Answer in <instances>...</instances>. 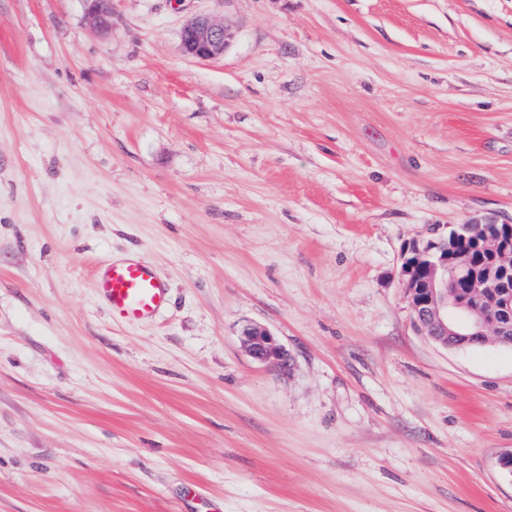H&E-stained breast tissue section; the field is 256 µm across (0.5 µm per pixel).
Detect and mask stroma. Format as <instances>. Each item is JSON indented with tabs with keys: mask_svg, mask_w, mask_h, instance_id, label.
Masks as SVG:
<instances>
[{
	"mask_svg": "<svg viewBox=\"0 0 512 512\" xmlns=\"http://www.w3.org/2000/svg\"><path fill=\"white\" fill-rule=\"evenodd\" d=\"M89 8L0 0V512H512V347L417 332L400 275L512 224V0ZM233 36L224 23L208 16L188 20L181 32V50L198 60H213L224 55V49ZM94 288L115 321L133 325L155 317L168 303V289L148 263L112 260L96 273ZM243 341L250 356L261 363L285 365L287 355L268 331L255 326H247L242 332Z\"/></svg>",
	"mask_w": 512,
	"mask_h": 512,
	"instance_id": "stroma-1",
	"label": "stroma"
}]
</instances>
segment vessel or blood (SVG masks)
<instances>
[{
	"mask_svg": "<svg viewBox=\"0 0 512 512\" xmlns=\"http://www.w3.org/2000/svg\"><path fill=\"white\" fill-rule=\"evenodd\" d=\"M94 287L115 321L133 325L155 317L168 303V290L148 263L112 260L97 272Z\"/></svg>",
	"mask_w": 512,
	"mask_h": 512,
	"instance_id": "1",
	"label": "vessel or blood"
}]
</instances>
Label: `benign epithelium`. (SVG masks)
<instances>
[{
  "instance_id": "obj_1",
  "label": "benign epithelium",
  "mask_w": 512,
  "mask_h": 512,
  "mask_svg": "<svg viewBox=\"0 0 512 512\" xmlns=\"http://www.w3.org/2000/svg\"><path fill=\"white\" fill-rule=\"evenodd\" d=\"M233 36L223 22L208 16L188 20L181 32V50L198 60H213L224 55V49ZM471 239L482 252L495 256L512 255V224H463L451 231L448 238L429 241L423 245L413 242L401 256V277L408 291L415 323L435 342L446 346L453 336L475 337L480 343L489 341L512 342V324L505 314L512 309V295L500 292L512 262L499 261L484 266L470 278L473 294L493 296L488 309L467 303L457 291L463 278L462 266L455 257V244ZM250 356L261 363L284 365L287 355L268 331L247 326L242 332Z\"/></svg>"
}]
</instances>
